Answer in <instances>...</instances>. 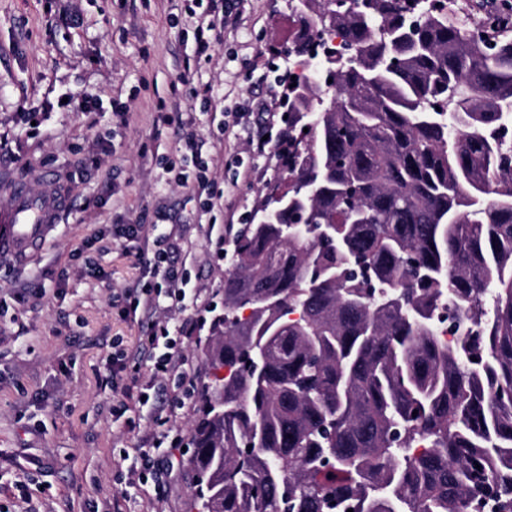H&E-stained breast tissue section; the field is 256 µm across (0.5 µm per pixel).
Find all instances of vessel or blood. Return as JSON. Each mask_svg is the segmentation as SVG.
<instances>
[{
  "label": "vessel or blood",
  "instance_id": "b4317fda",
  "mask_svg": "<svg viewBox=\"0 0 512 512\" xmlns=\"http://www.w3.org/2000/svg\"><path fill=\"white\" fill-rule=\"evenodd\" d=\"M63 208L59 195L39 197L17 188L7 219L10 230L0 235V260L19 267L30 263L43 249Z\"/></svg>",
  "mask_w": 512,
  "mask_h": 512
}]
</instances>
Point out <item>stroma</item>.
Segmentation results:
<instances>
[{
    "mask_svg": "<svg viewBox=\"0 0 512 512\" xmlns=\"http://www.w3.org/2000/svg\"><path fill=\"white\" fill-rule=\"evenodd\" d=\"M236 25L195 32L214 17L186 0H0V213L16 184L44 194L51 178L69 204L41 256L18 268L0 261V512H195L187 460L212 319L224 311L233 241L216 254L212 225L242 228L264 201L283 159L251 152L269 134L257 112H284V70L295 14L291 0H233ZM99 97L76 112L63 97ZM178 105L195 128L186 145L158 121ZM34 109L39 126L21 121ZM195 148L217 192L205 209L168 162ZM249 177H239L240 168ZM141 222L164 236L174 266L198 294L201 325L185 340L186 385L168 382L163 422L129 408L112 412V352L134 346L139 328L122 320L124 288L140 276L112 227ZM178 439L167 495L125 489L116 464L152 438Z\"/></svg>",
    "mask_w": 512,
    "mask_h": 512,
    "instance_id": "stroma-1",
    "label": "stroma"
}]
</instances>
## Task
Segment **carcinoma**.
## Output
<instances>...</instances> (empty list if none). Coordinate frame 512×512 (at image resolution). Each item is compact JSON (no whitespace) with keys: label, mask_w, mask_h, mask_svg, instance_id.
Instances as JSON below:
<instances>
[{"label":"carcinoma","mask_w":512,"mask_h":512,"mask_svg":"<svg viewBox=\"0 0 512 512\" xmlns=\"http://www.w3.org/2000/svg\"><path fill=\"white\" fill-rule=\"evenodd\" d=\"M510 15L512 0L296 14L288 207L238 237L206 346L224 377L188 464L197 499L219 490L208 512H512ZM329 32L359 56L325 60L334 100L311 81Z\"/></svg>","instance_id":"1"}]
</instances>
